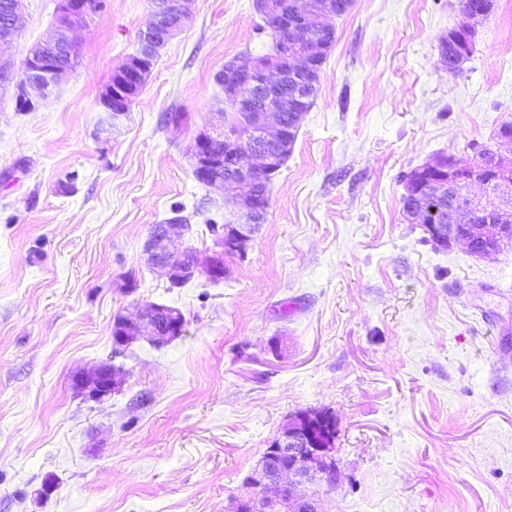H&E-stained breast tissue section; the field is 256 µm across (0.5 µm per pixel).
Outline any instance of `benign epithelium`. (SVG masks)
I'll return each mask as SVG.
<instances>
[{"label":"benign epithelium","instance_id":"obj_1","mask_svg":"<svg viewBox=\"0 0 512 512\" xmlns=\"http://www.w3.org/2000/svg\"><path fill=\"white\" fill-rule=\"evenodd\" d=\"M188 0H158L152 21L141 31L138 46L122 67L112 73L101 95L105 111L118 117L126 108L115 109L112 101L134 100L144 87L158 55V50L173 38L188 19ZM493 0H474L461 8L465 22L454 28L455 40L439 44L440 58L448 71H456L448 49L457 57L468 54L474 43L477 26L491 13ZM106 8L105 0H58L55 35L33 47L19 70L0 60V84L16 89L17 105L25 111L36 108L35 95L59 84L67 70L59 56L73 51L76 44L69 33L83 26ZM330 0H300L288 6L286 0H255L256 12L282 35L276 62L265 56L236 58L224 65L222 85L224 102L245 115L244 123L232 128L201 133L193 150V174L201 183L224 191L245 185L248 193L243 207L246 222L226 224L217 234L220 251L194 259L186 250L175 246L176 224H159L149 235L145 252L150 264L163 271L173 287H180L201 270L209 276H224V255L245 250L267 207V184L264 176L278 170L282 142L288 133V116L299 120L320 83L318 60L329 44L335 29L323 18L334 14ZM22 25L21 9L0 19V43L14 40ZM216 140L224 141V152L213 148ZM495 167L466 163L453 155H443L432 164L413 169L404 180L403 212L411 224L425 227L432 241L440 247L462 243L479 258L493 257L499 247L512 239V208L487 204L481 208L482 223L467 224L457 212L443 206L451 196L468 200L477 198L471 189L478 185L486 196L495 193L512 196V158L496 153ZM125 332L112 337L113 348L120 351L132 342L145 339L164 344L182 335L185 318L180 311L165 304L153 303L134 318L123 319ZM124 373L110 362H102L87 373L73 378L77 392L93 401H103L119 389ZM278 457L275 466L258 468L234 497L231 512H321L317 488H333L338 474L332 449L313 439L307 425L289 419L275 439Z\"/></svg>","mask_w":512,"mask_h":512}]
</instances>
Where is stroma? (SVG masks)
<instances>
[{
  "instance_id": "1",
  "label": "stroma",
  "mask_w": 512,
  "mask_h": 512,
  "mask_svg": "<svg viewBox=\"0 0 512 512\" xmlns=\"http://www.w3.org/2000/svg\"><path fill=\"white\" fill-rule=\"evenodd\" d=\"M56 0H22L0 46L21 65ZM129 112L99 99L151 0H108L72 71L31 112L0 90V512H227L289 417L336 422L323 512H512V245L481 259L405 220L411 170L498 149L512 122V0H496L459 71L439 43L459 0H354L264 219L224 277L179 288L147 261L157 224L212 254L206 221L242 190L198 183L196 136L224 125L215 76L268 52L254 0H189ZM181 310L162 347H112L115 317ZM109 361L95 402L75 373ZM53 482L48 496L39 491ZM124 381V373L110 362H102L94 370L81 373L73 378L77 392L93 401H103L119 389Z\"/></svg>"
}]
</instances>
